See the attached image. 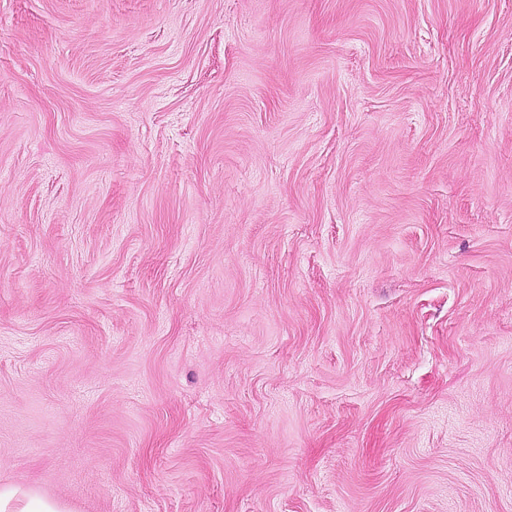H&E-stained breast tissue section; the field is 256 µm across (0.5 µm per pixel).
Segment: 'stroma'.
<instances>
[{
  "instance_id": "obj_1",
  "label": "stroma",
  "mask_w": 512,
  "mask_h": 512,
  "mask_svg": "<svg viewBox=\"0 0 512 512\" xmlns=\"http://www.w3.org/2000/svg\"><path fill=\"white\" fill-rule=\"evenodd\" d=\"M1 481L512 512V0H0Z\"/></svg>"
}]
</instances>
